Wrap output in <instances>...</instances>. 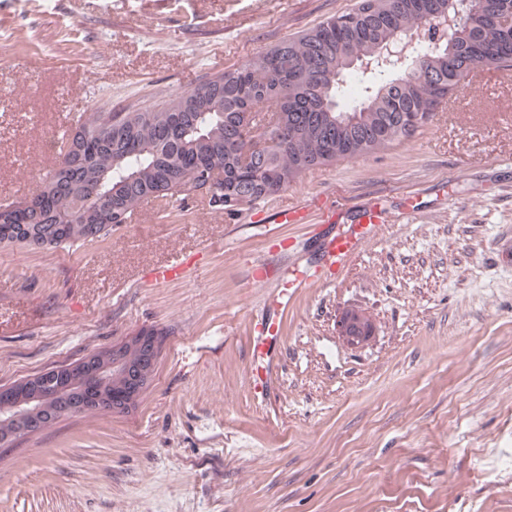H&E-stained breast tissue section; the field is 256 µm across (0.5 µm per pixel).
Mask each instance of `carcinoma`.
<instances>
[{"instance_id": "cac0c4a2", "label": "carcinoma", "mask_w": 512, "mask_h": 512, "mask_svg": "<svg viewBox=\"0 0 512 512\" xmlns=\"http://www.w3.org/2000/svg\"><path fill=\"white\" fill-rule=\"evenodd\" d=\"M452 0H357L295 39L260 52L240 67L147 112L84 114L79 133L59 168L35 197L0 206V248L66 249L105 237L121 215L149 198H165L185 183L216 210L264 201L302 173L338 159L375 153L413 136L448 101L476 65L509 69L512 27L494 23L501 0H480L458 36L437 51L418 49L411 68L389 70L364 83L353 105H340L354 59L374 57L398 31L447 12ZM275 108L269 145L242 161L251 139L243 113ZM224 171L215 190H202L211 173ZM81 211H75L77 202ZM160 347L155 333L100 352L64 369L66 382L40 397L39 377L23 381L6 399H33L28 422L0 418V447L18 432H40L59 418L104 411L113 394L122 408L147 383Z\"/></svg>"}]
</instances>
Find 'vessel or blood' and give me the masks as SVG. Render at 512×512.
<instances>
[{
  "label": "vessel or blood",
  "mask_w": 512,
  "mask_h": 512,
  "mask_svg": "<svg viewBox=\"0 0 512 512\" xmlns=\"http://www.w3.org/2000/svg\"><path fill=\"white\" fill-rule=\"evenodd\" d=\"M251 221L255 224L295 222L299 219V207L292 206L266 214L264 206L253 204ZM384 218L371 209L344 214L340 224L321 241V257L317 264L309 265L297 258H282L279 264L269 266L254 264L251 284L263 289L264 305L268 318L254 322L250 327L252 351L250 387L256 396H265L271 369L275 360L279 332L276 321L285 317L299 291L313 285H327L334 280L348 261L360 250ZM193 255L187 254L171 261L154 265L145 279L151 283H167L180 279L193 263Z\"/></svg>",
  "instance_id": "1"
}]
</instances>
